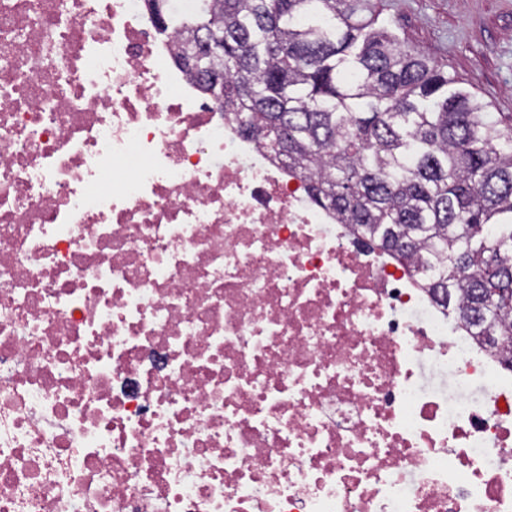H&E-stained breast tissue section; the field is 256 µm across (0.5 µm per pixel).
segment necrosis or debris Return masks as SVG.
<instances>
[{
	"label": "necrosis or debris",
	"mask_w": 512,
	"mask_h": 512,
	"mask_svg": "<svg viewBox=\"0 0 512 512\" xmlns=\"http://www.w3.org/2000/svg\"><path fill=\"white\" fill-rule=\"evenodd\" d=\"M175 50L0 0V512H512V368Z\"/></svg>",
	"instance_id": "necrosis-or-debris-1"
}]
</instances>
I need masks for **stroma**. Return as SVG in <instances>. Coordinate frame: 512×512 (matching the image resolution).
I'll return each mask as SVG.
<instances>
[{
	"label": "stroma",
	"mask_w": 512,
	"mask_h": 512,
	"mask_svg": "<svg viewBox=\"0 0 512 512\" xmlns=\"http://www.w3.org/2000/svg\"><path fill=\"white\" fill-rule=\"evenodd\" d=\"M380 22L396 28L480 96L512 113V0H381Z\"/></svg>",
	"instance_id": "obj_1"
}]
</instances>
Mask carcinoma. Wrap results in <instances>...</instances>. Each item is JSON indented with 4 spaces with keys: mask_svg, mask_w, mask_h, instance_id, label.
Masks as SVG:
<instances>
[{
    "mask_svg": "<svg viewBox=\"0 0 512 512\" xmlns=\"http://www.w3.org/2000/svg\"><path fill=\"white\" fill-rule=\"evenodd\" d=\"M199 2L183 15L143 0L177 39L175 64L223 94L315 204L417 272L512 364V115L377 25V0ZM215 32L222 58L207 49ZM495 289L509 297L489 312Z\"/></svg>",
    "mask_w": 512,
    "mask_h": 512,
    "instance_id": "1",
    "label": "carcinoma"
}]
</instances>
